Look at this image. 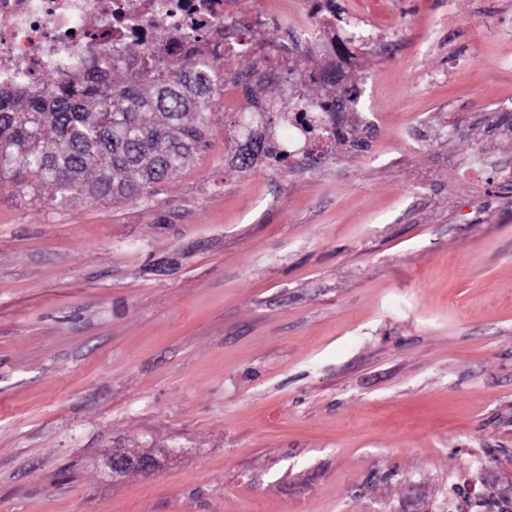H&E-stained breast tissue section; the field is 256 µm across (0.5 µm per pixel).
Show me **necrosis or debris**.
<instances>
[{"label":"necrosis or debris","mask_w":512,"mask_h":512,"mask_svg":"<svg viewBox=\"0 0 512 512\" xmlns=\"http://www.w3.org/2000/svg\"><path fill=\"white\" fill-rule=\"evenodd\" d=\"M330 0H268L262 13L244 0H0V85L43 87L50 73L69 75L94 50L123 52L140 44L157 51L188 33L193 19L211 15L203 33L225 58L257 53V35L278 22L290 38L277 48L287 61L295 48L322 44L327 74L341 76L352 63L351 45H375L381 31L349 18L339 27Z\"/></svg>","instance_id":"4bbe7bcc"}]
</instances>
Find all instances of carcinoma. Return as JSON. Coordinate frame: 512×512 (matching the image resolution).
<instances>
[{
  "mask_svg": "<svg viewBox=\"0 0 512 512\" xmlns=\"http://www.w3.org/2000/svg\"><path fill=\"white\" fill-rule=\"evenodd\" d=\"M195 56L155 55L133 46L120 57L88 55L78 72L51 79L44 91L0 87V180L34 191L47 186L53 201L73 205L100 199H137L188 165L207 146L211 108L224 96V57L197 38ZM255 89L274 83L277 98L309 113L308 129L358 87L332 98L297 96L293 70L265 58L254 65ZM288 167L289 154L252 136L238 149V169L258 157Z\"/></svg>",
  "mask_w": 512,
  "mask_h": 512,
  "instance_id": "1",
  "label": "carcinoma"
}]
</instances>
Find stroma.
<instances>
[{"instance_id":"stroma-1","label":"stroma","mask_w":512,"mask_h":512,"mask_svg":"<svg viewBox=\"0 0 512 512\" xmlns=\"http://www.w3.org/2000/svg\"><path fill=\"white\" fill-rule=\"evenodd\" d=\"M335 2L399 43L290 59L358 85L351 141L235 169L239 57L149 195L0 183V512H512V0ZM157 467V460H154L148 454H141L135 457L126 448H118L113 449L112 454L107 459L105 464V473L107 475L121 474L123 472H127L131 468H135L141 472L150 473Z\"/></svg>"}]
</instances>
